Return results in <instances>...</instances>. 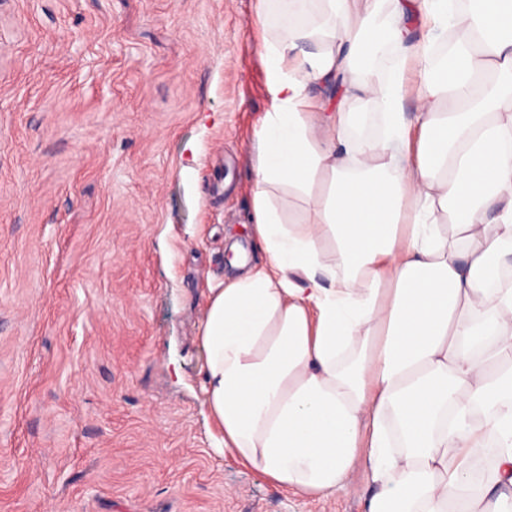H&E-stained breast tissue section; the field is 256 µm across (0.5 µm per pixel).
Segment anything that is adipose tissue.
<instances>
[{"mask_svg":"<svg viewBox=\"0 0 512 512\" xmlns=\"http://www.w3.org/2000/svg\"><path fill=\"white\" fill-rule=\"evenodd\" d=\"M307 2L263 41L265 261L210 289L198 336L224 452L305 498L363 473L366 512H512V0H324L316 24ZM337 87L376 105L380 135ZM276 200L281 207L285 219L299 221L307 208L306 203L297 199L293 194L288 192V187L279 188L275 191Z\"/></svg>","mask_w":512,"mask_h":512,"instance_id":"1","label":"adipose tissue"}]
</instances>
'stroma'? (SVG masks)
Masks as SVG:
<instances>
[{
    "label": "stroma",
    "instance_id": "35a3bbf8",
    "mask_svg": "<svg viewBox=\"0 0 512 512\" xmlns=\"http://www.w3.org/2000/svg\"><path fill=\"white\" fill-rule=\"evenodd\" d=\"M257 0H0V512H364L225 456L199 326L261 254Z\"/></svg>",
    "mask_w": 512,
    "mask_h": 512
}]
</instances>
